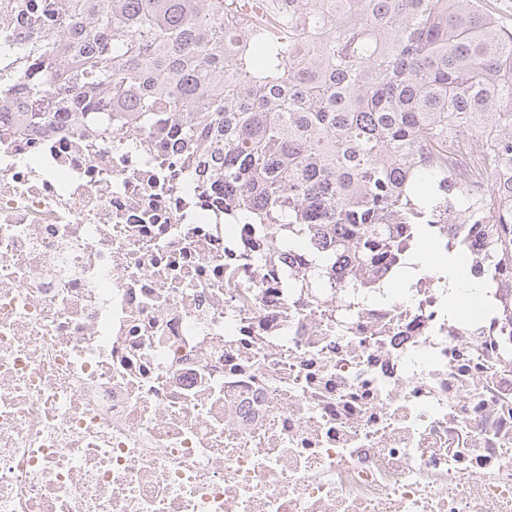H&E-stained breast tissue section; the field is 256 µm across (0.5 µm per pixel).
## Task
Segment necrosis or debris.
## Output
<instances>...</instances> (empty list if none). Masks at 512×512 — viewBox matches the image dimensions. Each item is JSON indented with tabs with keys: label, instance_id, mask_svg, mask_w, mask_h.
<instances>
[{
	"label": "necrosis or debris",
	"instance_id": "1",
	"mask_svg": "<svg viewBox=\"0 0 512 512\" xmlns=\"http://www.w3.org/2000/svg\"><path fill=\"white\" fill-rule=\"evenodd\" d=\"M175 132L0 120V512H512V265L490 313L226 224ZM453 187L485 194L469 140Z\"/></svg>",
	"mask_w": 512,
	"mask_h": 512
}]
</instances>
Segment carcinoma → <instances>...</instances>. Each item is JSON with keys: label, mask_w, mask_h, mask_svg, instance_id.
I'll return each instance as SVG.
<instances>
[{"label": "carcinoma", "mask_w": 512, "mask_h": 512, "mask_svg": "<svg viewBox=\"0 0 512 512\" xmlns=\"http://www.w3.org/2000/svg\"><path fill=\"white\" fill-rule=\"evenodd\" d=\"M273 29L233 0H0L47 32L6 46L0 118L17 68L44 65L67 93L24 87L30 128L73 101L98 136L171 124L186 163L224 181V208L281 240L331 243L370 267L431 235L458 128L492 135L493 184L512 172V32L480 0H283ZM457 206L470 221L478 200ZM492 262L512 264V226L483 225Z\"/></svg>", "instance_id": "carcinoma-1"}]
</instances>
